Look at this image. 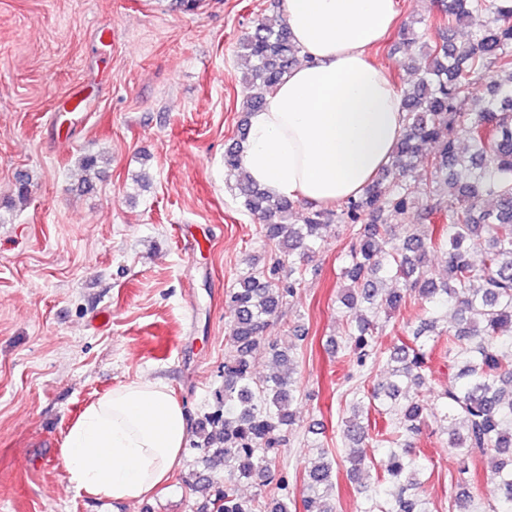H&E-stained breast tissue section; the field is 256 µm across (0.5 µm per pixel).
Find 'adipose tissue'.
<instances>
[{
    "label": "adipose tissue",
    "mask_w": 512,
    "mask_h": 512,
    "mask_svg": "<svg viewBox=\"0 0 512 512\" xmlns=\"http://www.w3.org/2000/svg\"><path fill=\"white\" fill-rule=\"evenodd\" d=\"M398 0H285L302 56L249 116L241 165L277 198L330 206L361 195L390 162L403 127L400 98L372 49ZM186 413L166 384L137 379L87 405L61 456L70 484L139 503L180 467Z\"/></svg>",
    "instance_id": "obj_1"
}]
</instances>
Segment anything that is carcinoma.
Wrapping results in <instances>:
<instances>
[{
  "instance_id": "1",
  "label": "carcinoma",
  "mask_w": 512,
  "mask_h": 512,
  "mask_svg": "<svg viewBox=\"0 0 512 512\" xmlns=\"http://www.w3.org/2000/svg\"><path fill=\"white\" fill-rule=\"evenodd\" d=\"M470 27L469 41L453 42L452 30ZM438 40L431 43L404 26L405 50L418 63L417 79L399 90L405 123L391 162L364 193L337 210L306 208L301 223H288L293 202L274 198L243 172L240 157L247 139L249 113L262 108L267 96L298 60L283 14L264 17L240 43L247 60L244 81L253 94L240 120V139L224 152V168L235 178L243 209L267 226L280 255L269 264L250 266L226 293L231 320L225 336L224 419L198 426L196 448L206 458L224 461V486L212 500V512H263L256 498L239 494L238 485L263 480L284 491L288 480L274 478L268 464L282 445V434L295 425L291 409L298 392L293 368L255 381L251 360L258 345L275 362H290L296 344L264 336L266 327L296 294L293 256L316 251L323 233L337 222L350 231L339 301L348 310L366 308L346 331L344 356L357 372L379 361L376 334L379 314H391L408 299L428 304L430 317L387 352V378L373 388V397L390 406L406 434H415L424 408L413 392L430 371L429 342L447 337L448 378L442 421L453 433L448 445L460 457L458 481L476 476L473 456L491 453L499 488L496 504L486 512H512V364L501 360L512 347V0H448L437 20ZM489 80L488 98L467 111L473 85ZM437 144L431 155L422 145ZM416 183L427 199L420 224H408ZM448 252L442 282L430 277V252ZM396 281L400 288H389ZM452 308L454 322L438 326L441 310ZM345 443L341 461L328 459L305 468V512H336L328 491L335 486L336 467L344 464L350 478L367 463L368 426L359 406L341 419ZM393 445L381 463L383 478L398 486L381 512H426L417 489L415 457L408 444ZM448 512H475L464 490L448 504Z\"/></svg>"
}]
</instances>
